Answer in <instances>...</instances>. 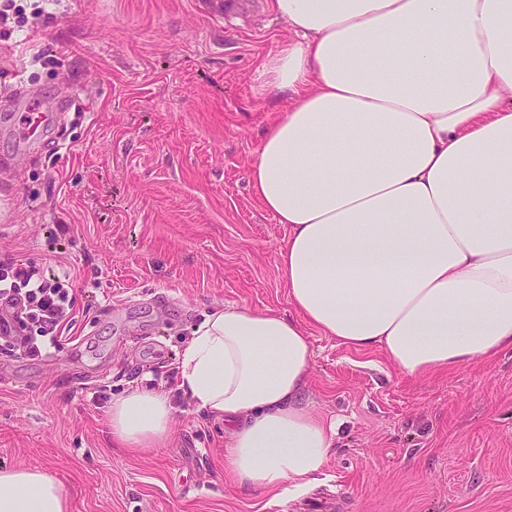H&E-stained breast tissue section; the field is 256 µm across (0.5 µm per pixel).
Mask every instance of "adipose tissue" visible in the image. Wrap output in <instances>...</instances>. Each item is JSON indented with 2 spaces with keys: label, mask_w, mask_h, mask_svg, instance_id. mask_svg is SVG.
Segmentation results:
<instances>
[{
  "label": "adipose tissue",
  "mask_w": 512,
  "mask_h": 512,
  "mask_svg": "<svg viewBox=\"0 0 512 512\" xmlns=\"http://www.w3.org/2000/svg\"><path fill=\"white\" fill-rule=\"evenodd\" d=\"M293 35L268 56L288 106L249 167L289 229L278 267L294 316L214 310L178 389L223 423L240 485L302 490L336 423L311 409L309 330L378 347L411 377L512 350V0H275ZM168 393L113 399L112 439L172 433ZM0 512H72L44 470L0 468Z\"/></svg>",
  "instance_id": "obj_1"
}]
</instances>
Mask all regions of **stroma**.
<instances>
[{
  "label": "stroma",
  "instance_id": "stroma-1",
  "mask_svg": "<svg viewBox=\"0 0 512 512\" xmlns=\"http://www.w3.org/2000/svg\"><path fill=\"white\" fill-rule=\"evenodd\" d=\"M63 0L0 26V94L66 100L63 147L0 120V262L69 273L74 320L39 357L0 344V466L58 479L73 512H512V351L413 378L376 347L310 331L307 400L340 423L324 472L288 496L228 481L223 423L177 389L178 354L236 305L290 314L288 242L248 169L285 107L262 60L288 46L273 0ZM168 393L174 435L132 456L113 398Z\"/></svg>",
  "mask_w": 512,
  "mask_h": 512
}]
</instances>
